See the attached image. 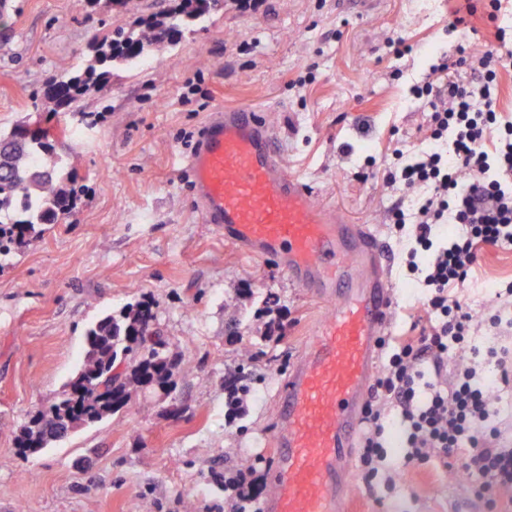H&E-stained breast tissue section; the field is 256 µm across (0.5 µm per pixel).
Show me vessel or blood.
I'll list each match as a JSON object with an SVG mask.
<instances>
[{"instance_id": "b4317fda", "label": "vessel or blood", "mask_w": 512, "mask_h": 512, "mask_svg": "<svg viewBox=\"0 0 512 512\" xmlns=\"http://www.w3.org/2000/svg\"><path fill=\"white\" fill-rule=\"evenodd\" d=\"M188 166L202 218L225 243L276 262L332 304L279 390L273 488L262 512H348L344 473L395 307L380 243L369 225L318 203L288 172L274 128L253 107L216 108Z\"/></svg>"}]
</instances>
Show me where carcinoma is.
<instances>
[{
    "label": "carcinoma",
    "instance_id": "carcinoma-1",
    "mask_svg": "<svg viewBox=\"0 0 512 512\" xmlns=\"http://www.w3.org/2000/svg\"><path fill=\"white\" fill-rule=\"evenodd\" d=\"M219 0H178L164 13H151L143 22L119 28L96 46L84 69L61 75L45 86V96L59 108H69L91 83L104 84L119 66H133L160 45L180 42L191 27L203 23ZM65 161L55 154L54 138L46 128L28 137L14 129L0 137V261L6 262L42 227L60 224L77 201L66 186ZM155 319L152 305L139 301L108 313L85 334L84 355L73 377L56 400L39 410L16 439L19 452L34 455L58 441L56 430L72 432L91 426L124 409L136 394L163 390L170 395L175 377L189 366L167 363V341L146 325ZM228 405L246 392L241 373L224 380Z\"/></svg>",
    "mask_w": 512,
    "mask_h": 512
}]
</instances>
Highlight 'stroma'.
I'll list each match as a JSON object with an SVG mask.
<instances>
[{
	"instance_id": "stroma-1",
	"label": "stroma",
	"mask_w": 512,
	"mask_h": 512,
	"mask_svg": "<svg viewBox=\"0 0 512 512\" xmlns=\"http://www.w3.org/2000/svg\"><path fill=\"white\" fill-rule=\"evenodd\" d=\"M10 2L0 19V134L34 121L52 128L83 194L63 223L27 237L0 268V512H184L188 500L196 512H231L224 479L244 456L265 499L274 400L330 304L204 224L181 163L190 151L184 137L198 135L219 104L263 111L288 170L319 202L372 225L389 250L391 334L411 336L424 292L405 269L406 234L387 222L405 198L385 183L396 151L430 142L428 116L410 88L458 38L485 51L498 28L512 26V0L494 20L483 0H222L178 46L115 69L70 110L43 97L45 84L164 0H130L123 9L109 0ZM467 3L466 27L451 33ZM391 35L408 45L404 57L385 48ZM509 281L512 248L483 246L459 290L484 321L471 338L481 353L512 344V330L486 324L496 312L512 317V300L496 296ZM143 298L154 330L191 373L177 377L170 396H134L119 413L20 455V429L77 370L87 329ZM273 319L283 332L269 338ZM238 369L250 391L234 414L224 377ZM174 404L179 414H169ZM385 438L397 487L380 481L370 489L352 474L351 512H512L511 497L490 504L452 472L403 467L399 427Z\"/></svg>"
}]
</instances>
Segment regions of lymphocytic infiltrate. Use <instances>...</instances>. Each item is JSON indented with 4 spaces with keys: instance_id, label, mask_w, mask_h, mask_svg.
Here are the masks:
<instances>
[{
    "instance_id": "lymphocytic-infiltrate-1",
    "label": "lymphocytic infiltrate",
    "mask_w": 512,
    "mask_h": 512,
    "mask_svg": "<svg viewBox=\"0 0 512 512\" xmlns=\"http://www.w3.org/2000/svg\"><path fill=\"white\" fill-rule=\"evenodd\" d=\"M497 40L478 55L457 44L431 66V81L413 87L429 105L435 145L385 177L387 185L423 192L413 213L393 209L391 221L408 233L406 267L425 288L435 320L416 339L394 342L375 380L359 456L367 483L386 458L384 409L391 405L403 428L404 465L444 467L453 459L477 478L478 493L493 498L512 489V447L489 425L493 397L476 383L471 359L458 356L478 322L451 293L467 279L478 246H512V119L497 110L498 73L512 65V36L502 28ZM443 224L458 230L439 237Z\"/></svg>"
}]
</instances>
